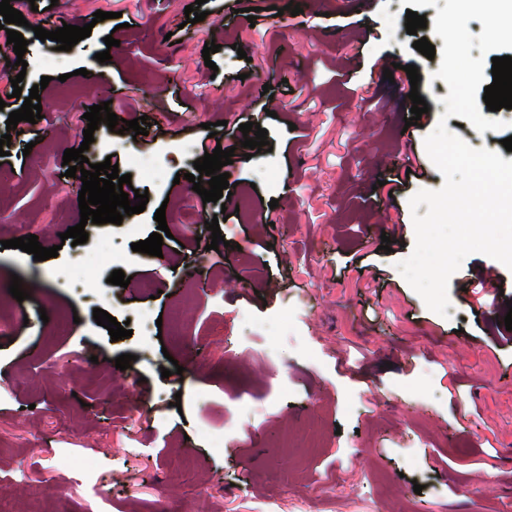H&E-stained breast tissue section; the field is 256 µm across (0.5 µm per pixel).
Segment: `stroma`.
<instances>
[{"mask_svg": "<svg viewBox=\"0 0 512 512\" xmlns=\"http://www.w3.org/2000/svg\"><path fill=\"white\" fill-rule=\"evenodd\" d=\"M193 2L10 0L29 23L28 55L47 48L35 26L93 29L26 73V92L50 78L43 117L19 122L0 162V241L33 234L59 248L45 261L0 251V310L28 320L0 328V498L12 512H507L512 341L495 326L508 308L464 287L489 269L512 298V270L468 255L442 316L396 267L415 243L410 197L444 183L424 147L446 110L440 59L414 48L400 0H376L361 20L338 0H299L296 16L267 0H204L191 24ZM211 41L220 50L203 58ZM104 50L108 82L75 77ZM394 61L417 66L418 87L405 71L374 76ZM414 89L431 110L419 126L405 123ZM106 101L152 121L145 136L93 133L95 162L119 155L149 201L127 223L84 225L74 246L60 235L81 223L82 181L63 155ZM209 122L221 135L260 124L270 145L250 158L237 147V210L216 251L205 223L221 205L186 178ZM408 162L414 176L390 192ZM166 200L183 208L166 216L161 257L132 251ZM118 269L128 287L109 284ZM15 275L26 300L8 291ZM177 305L180 337L136 319ZM97 308L131 337L112 340ZM126 353L130 368H116ZM173 359L192 375L162 377Z\"/></svg>", "mask_w": 512, "mask_h": 512, "instance_id": "obj_1", "label": "stroma"}]
</instances>
